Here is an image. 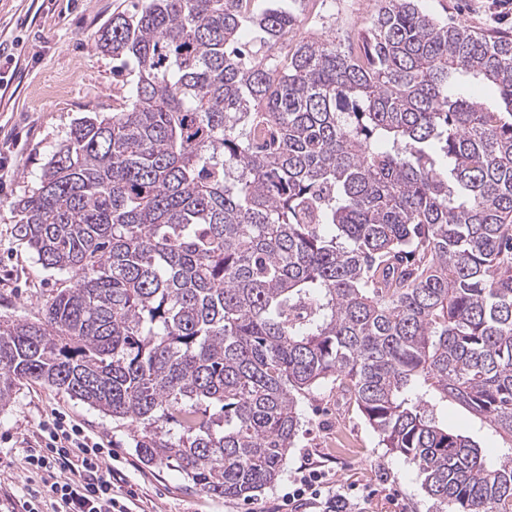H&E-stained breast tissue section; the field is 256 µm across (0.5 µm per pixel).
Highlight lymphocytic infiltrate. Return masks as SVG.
<instances>
[{
    "label": "lymphocytic infiltrate",
    "mask_w": 512,
    "mask_h": 512,
    "mask_svg": "<svg viewBox=\"0 0 512 512\" xmlns=\"http://www.w3.org/2000/svg\"><path fill=\"white\" fill-rule=\"evenodd\" d=\"M27 465L36 482L21 494L0 496V512H132L135 493L115 491L104 445L66 418L39 424ZM291 498L312 499L323 512H345L349 504L346 489L325 484L315 472L301 480Z\"/></svg>",
    "instance_id": "1"
}]
</instances>
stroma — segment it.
<instances>
[{"instance_id": "stroma-1", "label": "stroma", "mask_w": 512, "mask_h": 512, "mask_svg": "<svg viewBox=\"0 0 512 512\" xmlns=\"http://www.w3.org/2000/svg\"><path fill=\"white\" fill-rule=\"evenodd\" d=\"M128 0H0V322L38 321L43 303L63 277L44 268L13 230L16 201L31 195L42 170L75 119L111 113L124 102L112 58L96 48L103 26ZM300 24L293 39L362 43L378 0H284ZM420 8L457 18L477 32L512 35V4L497 0H420ZM302 428L279 480L251 500H227L196 490L173 467L145 464L135 450L137 432L89 405L28 381L0 409V495L20 492L28 476V441L41 420L61 413L82 424L112 450L115 486L134 489L137 512H318L298 505L288 489L302 472H325L355 486L348 512H438L422 488L416 466L387 452L356 406L325 382L299 398Z\"/></svg>"}]
</instances>
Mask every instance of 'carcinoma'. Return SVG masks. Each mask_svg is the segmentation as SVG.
<instances>
[{
  "label": "carcinoma",
  "instance_id": "obj_1",
  "mask_svg": "<svg viewBox=\"0 0 512 512\" xmlns=\"http://www.w3.org/2000/svg\"><path fill=\"white\" fill-rule=\"evenodd\" d=\"M295 25L255 0L112 15L127 106L75 122L15 203L67 278L44 319L0 324V408L63 390L139 428L145 464L245 501L330 381L446 512H512V37L417 0H379L344 50L288 48ZM450 403L507 440L499 464Z\"/></svg>",
  "mask_w": 512,
  "mask_h": 512
}]
</instances>
